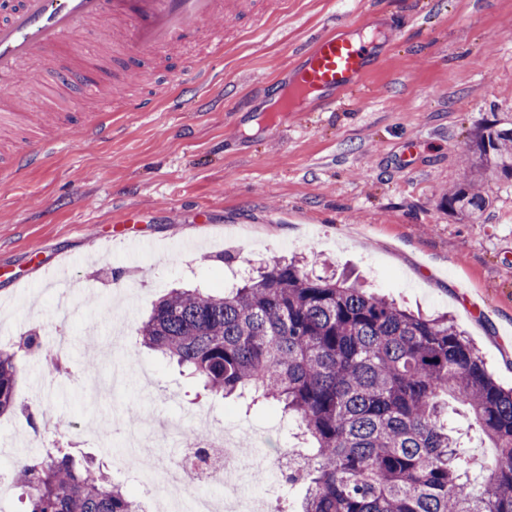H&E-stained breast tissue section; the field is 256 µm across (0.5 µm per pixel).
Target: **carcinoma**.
Masks as SVG:
<instances>
[{
  "label": "carcinoma",
  "mask_w": 512,
  "mask_h": 512,
  "mask_svg": "<svg viewBox=\"0 0 512 512\" xmlns=\"http://www.w3.org/2000/svg\"><path fill=\"white\" fill-rule=\"evenodd\" d=\"M481 160L512 176V128H486ZM489 204L479 185L448 191V210ZM158 352L223 398L275 403L295 420L307 486L299 512H512V388L488 373L446 316L414 314L296 259L265 262L219 293L162 295L138 329ZM19 348L43 354L38 332ZM17 351L0 348V415L17 411ZM462 403L493 448L473 483L448 416ZM29 512H148L101 471L48 451L15 469Z\"/></svg>",
  "instance_id": "obj_1"
}]
</instances>
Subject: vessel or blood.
<instances>
[{
    "instance_id": "b4317fda",
    "label": "vessel or blood",
    "mask_w": 512,
    "mask_h": 512,
    "mask_svg": "<svg viewBox=\"0 0 512 512\" xmlns=\"http://www.w3.org/2000/svg\"><path fill=\"white\" fill-rule=\"evenodd\" d=\"M233 8L232 0H22L21 7L0 24V74L14 72L23 61L51 53L80 28L107 24L112 30L113 57H131L171 48L203 31L211 18L229 15ZM223 55V40H215L210 59L190 72V80L202 86L212 83ZM368 71L364 41L328 35L306 50L296 80L300 87L319 92L322 109L332 112L338 94L353 91ZM86 130L93 140L110 136L111 109H100ZM66 141L62 132L35 140L1 161L0 172L21 179L30 169L43 165Z\"/></svg>"
}]
</instances>
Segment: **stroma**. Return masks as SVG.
Returning <instances> with one entry per match:
<instances>
[{
    "label": "stroma",
    "mask_w": 512,
    "mask_h": 512,
    "mask_svg": "<svg viewBox=\"0 0 512 512\" xmlns=\"http://www.w3.org/2000/svg\"><path fill=\"white\" fill-rule=\"evenodd\" d=\"M267 14L217 17L224 82L204 91L180 72L207 57L196 35L179 54L146 53L105 75L95 60L56 57L0 75L14 95L0 148L19 142L37 114L66 127L69 145L21 181L0 178V347L38 329L45 346L59 330L70 345L62 373L22 357L19 404L36 421L52 414L57 434L32 443L23 418L0 416V470L60 441L78 456L111 464L166 462L161 437L131 431L168 416L191 434L221 427L252 443L254 467L241 492L274 499L262 455L296 447L291 425L266 404L204 395L136 342L153 303L177 287L223 291L260 262L297 252L366 280L411 310L448 314L476 345L495 380L512 386V178L465 164L486 126L512 128V0H258ZM382 33L373 42L362 98L323 112L309 97L299 112L266 110L293 74L288 62L319 36ZM185 102L173 112L162 102ZM242 100L226 111L219 98ZM153 99L151 112L128 111ZM118 113L107 141L89 142L88 116ZM484 183L479 219L448 211V191ZM124 236L103 245L99 236ZM156 240L145 253L133 239ZM72 272L46 287L43 265Z\"/></svg>",
    "instance_id": "obj_1"
}]
</instances>
